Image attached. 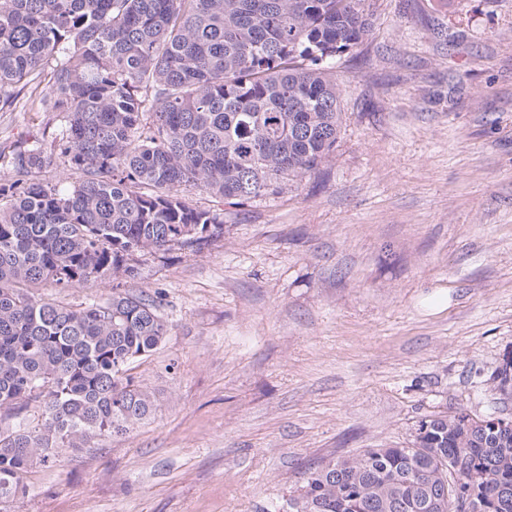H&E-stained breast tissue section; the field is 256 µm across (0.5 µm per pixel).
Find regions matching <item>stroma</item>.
I'll return each mask as SVG.
<instances>
[{
  "label": "stroma",
  "instance_id": "stroma-1",
  "mask_svg": "<svg viewBox=\"0 0 512 512\" xmlns=\"http://www.w3.org/2000/svg\"><path fill=\"white\" fill-rule=\"evenodd\" d=\"M331 161L145 253L168 332L127 434L29 474L11 512H284L309 470L427 416L512 415V0H365Z\"/></svg>",
  "mask_w": 512,
  "mask_h": 512
}]
</instances>
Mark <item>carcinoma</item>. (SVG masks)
I'll return each mask as SVG.
<instances>
[{
  "label": "carcinoma",
  "mask_w": 512,
  "mask_h": 512,
  "mask_svg": "<svg viewBox=\"0 0 512 512\" xmlns=\"http://www.w3.org/2000/svg\"><path fill=\"white\" fill-rule=\"evenodd\" d=\"M371 28L364 0H0V112L47 71L30 109L53 118L9 146L0 184V503L35 466L150 414L126 371L167 334L148 295L72 309L34 289L134 279L138 254L223 238L183 185L242 207L318 170L343 125L337 63ZM52 161L80 181H41ZM492 390L512 394V360ZM419 426L403 448L316 466L288 512H512V429L462 408Z\"/></svg>",
  "instance_id": "cac0c4a2"
}]
</instances>
